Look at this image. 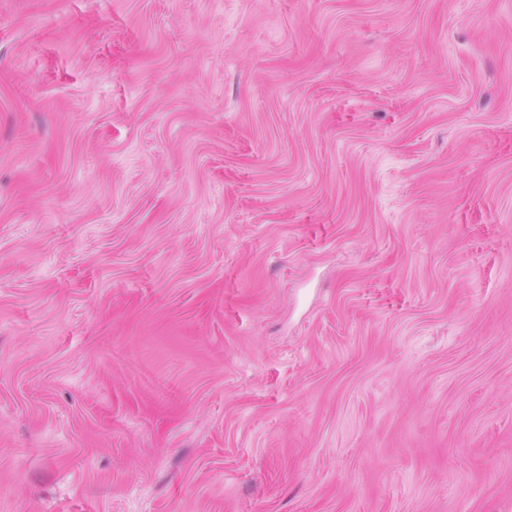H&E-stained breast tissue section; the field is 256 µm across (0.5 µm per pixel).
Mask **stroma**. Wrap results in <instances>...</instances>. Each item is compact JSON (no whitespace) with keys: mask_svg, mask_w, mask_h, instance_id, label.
Wrapping results in <instances>:
<instances>
[{"mask_svg":"<svg viewBox=\"0 0 512 512\" xmlns=\"http://www.w3.org/2000/svg\"><path fill=\"white\" fill-rule=\"evenodd\" d=\"M0 512H512V0H0Z\"/></svg>","mask_w":512,"mask_h":512,"instance_id":"35a3bbf8","label":"stroma"}]
</instances>
